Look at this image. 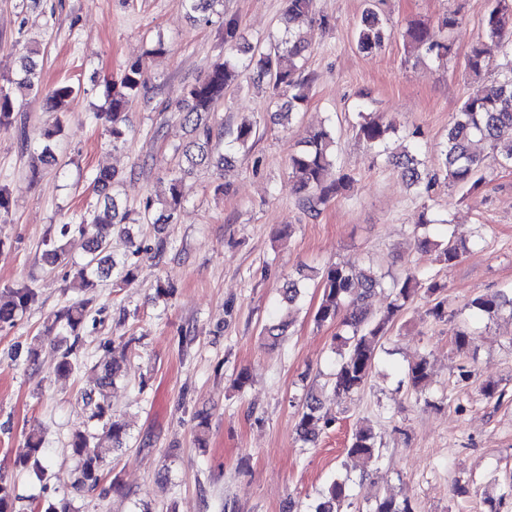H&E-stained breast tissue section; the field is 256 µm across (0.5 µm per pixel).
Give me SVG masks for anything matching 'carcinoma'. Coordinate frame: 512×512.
<instances>
[{
  "label": "carcinoma",
  "mask_w": 512,
  "mask_h": 512,
  "mask_svg": "<svg viewBox=\"0 0 512 512\" xmlns=\"http://www.w3.org/2000/svg\"><path fill=\"white\" fill-rule=\"evenodd\" d=\"M491 6L482 20V34L466 58V69L479 77L491 70L495 58L509 52L512 44V0H490ZM220 0H185L190 11L209 20ZM313 0H288L287 13L283 19V31L269 37L265 46L252 51L246 57L226 56L214 62L205 77L183 91V98L175 111L182 123L190 129L191 139L174 149L177 164L159 178L163 186L155 197L146 198L140 212V222L169 224L183 208L185 197L181 190L182 179L199 166H213L219 169L229 162L233 152L248 148L257 134V124L244 121L229 132L230 140L219 149L224 137L222 126L216 124L218 104L224 100V93L236 84L240 77L250 74L259 81H267L271 97L276 100L278 119L291 120L305 104L309 95L310 78L304 74L305 55L310 41L303 31V23L313 22ZM407 36L425 55L444 57L450 54L452 45L445 39L434 40L429 35V25L424 21L410 24ZM391 38L376 5H370L362 14L356 27L358 49L373 55L382 50ZM37 50L18 59L17 79L13 83L36 95L42 92L40 71L34 56ZM146 85V65L139 57L128 61L120 74L106 80L108 106L92 113L95 121L104 125L112 137V143L125 140L130 120L124 112L129 96L138 93ZM78 93V88L69 82H60L48 91L45 101L47 109L59 112ZM15 122L14 100L8 87L0 86V130L10 129ZM395 131L392 123L380 119H365L359 123L357 134L371 148L385 144L389 133ZM512 143V65L500 71L485 92L466 100L456 113L453 124L448 128L447 141L441 153V162L434 172L421 168L416 154L407 151L395 158L401 177L411 186H422L429 192L439 181L450 185H465L469 192L479 188L482 179L477 174L487 159L484 148H492L503 138ZM333 129L320 127L309 133L303 148L293 153L288 160L295 189L300 195L302 207L316 212L330 199L342 195L352 183L351 175L338 163L334 146ZM94 189L103 197L99 205L88 215L72 224H64L61 236L75 233L85 238V254L79 260L69 258L63 244L56 243L45 253L47 262H65L76 269L75 281L79 288L96 286L102 273V264L109 261L118 268V279L124 285L132 284L138 275L134 263L110 260L109 235L112 228L129 223V209L120 197V180L107 169L98 171L93 179ZM419 246L428 251L438 252V260L444 265L456 263L468 250L467 241L458 239L452 231L442 241L425 236L418 240ZM323 288L321 301L314 319L319 325L339 323L346 333L336 334L339 345L336 359L327 385L340 399L360 391L371 376L381 349V341L390 332L396 319L406 306L422 294L429 299L428 313L441 320L448 314L447 301L440 297L442 285L424 272L408 271L392 282L389 288L390 301L385 311L372 314L365 302L383 287V277L371 267L348 266L331 263L316 272ZM312 278L302 274L288 278L281 287L282 301L295 304L302 295L305 281ZM8 300H0V323L11 324L18 311L27 308L35 300L31 288H9ZM470 306L489 319L499 316L504 309L512 312V291L499 290L480 294L472 299ZM86 312L82 300L61 308L48 327V333L58 336L61 358L58 372L70 373L76 365V344L68 343V337L78 336ZM98 377L95 387L84 392L82 402L89 411V419L101 424L112 444L120 447L127 436L128 424L112 414L109 393L121 374V366L110 357L96 364ZM407 384L423 392L429 379L428 361L425 358L408 367L405 375ZM335 419L323 412L322 400L318 393L310 392L297 413L296 433L305 443L314 441L325 428L331 427ZM95 434L76 430L69 440L72 456L77 461L73 473V485L77 488L96 489L101 482L102 457L94 443ZM372 428L356 430L352 435L348 455L362 461L369 467L379 458V448ZM47 450L43 448L42 437L31 432L26 441L20 463H33L44 469ZM17 495L15 485L0 477V512H15ZM353 502L347 481L334 480L322 493L312 512H351ZM367 512H414L410 499H398L391 495H377Z\"/></svg>",
  "instance_id": "1"
}]
</instances>
